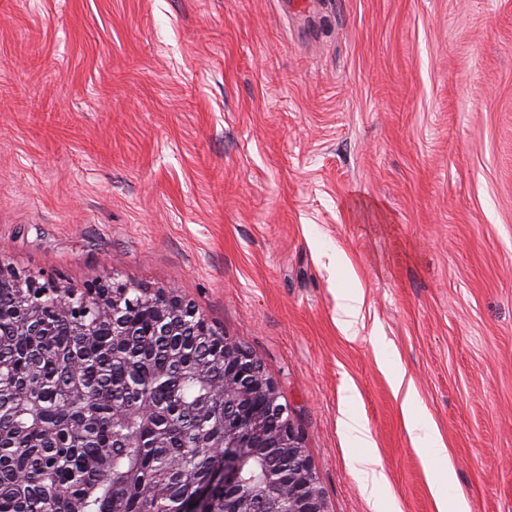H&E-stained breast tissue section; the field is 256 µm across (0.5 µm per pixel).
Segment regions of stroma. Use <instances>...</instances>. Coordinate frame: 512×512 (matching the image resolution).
Returning a JSON list of instances; mask_svg holds the SVG:
<instances>
[{
	"instance_id": "obj_1",
	"label": "stroma",
	"mask_w": 512,
	"mask_h": 512,
	"mask_svg": "<svg viewBox=\"0 0 512 512\" xmlns=\"http://www.w3.org/2000/svg\"><path fill=\"white\" fill-rule=\"evenodd\" d=\"M0 265L176 289L261 360L326 512H372L346 408L386 512L449 475L512 512V0H0ZM391 385L396 395H402V408L410 434L425 441V448L439 457H445L447 449L433 424L419 412L417 392L411 381L406 382L402 369H390ZM423 434V437L421 436ZM342 427L355 448H373L374 444L367 424L356 414L345 411L341 419Z\"/></svg>"
}]
</instances>
